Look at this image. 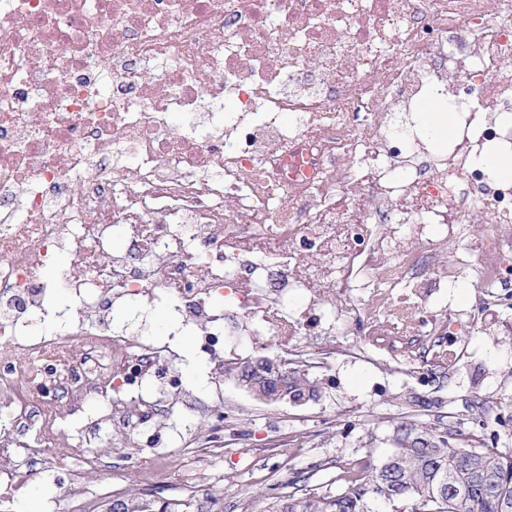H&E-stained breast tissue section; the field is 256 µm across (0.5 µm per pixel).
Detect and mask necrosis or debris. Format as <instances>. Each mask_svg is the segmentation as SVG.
<instances>
[{
  "instance_id": "1",
  "label": "necrosis or debris",
  "mask_w": 512,
  "mask_h": 512,
  "mask_svg": "<svg viewBox=\"0 0 512 512\" xmlns=\"http://www.w3.org/2000/svg\"><path fill=\"white\" fill-rule=\"evenodd\" d=\"M430 97L455 116L443 153L417 122ZM510 112L512 0H0V482L17 448L111 473L102 439L155 420L174 445L201 414L182 496L222 512L223 412L115 310L171 301L219 392L229 336L270 337L325 378L362 358L340 336L421 361L452 341L466 315L440 325L431 299L461 269L480 312L512 303V181L476 161L512 155ZM62 254L78 266L44 280ZM394 302L396 337L376 320ZM92 400L81 429L59 423ZM65 496L109 512L119 492L89 496L72 472Z\"/></svg>"
}]
</instances>
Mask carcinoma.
Wrapping results in <instances>:
<instances>
[{"instance_id": "1", "label": "carcinoma", "mask_w": 512, "mask_h": 512, "mask_svg": "<svg viewBox=\"0 0 512 512\" xmlns=\"http://www.w3.org/2000/svg\"><path fill=\"white\" fill-rule=\"evenodd\" d=\"M278 368L273 355L236 362L224 371L254 380L256 390L280 401L314 392L306 373L282 377L275 373ZM450 440L448 431L409 428L379 462L367 455L339 470L334 483L342 490L311 492L297 486L298 474L288 482L291 491L277 496L268 512H373L374 501L387 512H502L503 502L512 503V453Z\"/></svg>"}]
</instances>
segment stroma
Wrapping results in <instances>:
<instances>
[{
  "mask_svg": "<svg viewBox=\"0 0 512 512\" xmlns=\"http://www.w3.org/2000/svg\"><path fill=\"white\" fill-rule=\"evenodd\" d=\"M478 290L470 276L440 289L432 300L438 315L452 310L476 312ZM165 308L144 314L134 308L114 312L115 323L129 330H144L159 344L170 345L181 360L178 370L185 387H203L211 369L198 356L193 336L166 335ZM337 346H360L365 361L337 362L336 376L319 381L313 396L300 401L268 403L255 399L235 379H224L223 408L238 414L237 437L225 446L224 459L211 470L213 484L224 489V512H264L270 494L269 475L278 462L276 450L285 444L292 430H303L305 445L288 461L289 471L313 470L310 483L326 490L339 462L352 454L382 459L396 445L398 425L425 431L453 424L455 438L464 441L473 431L469 409L481 405L512 406V334L475 320L463 346L472 362L470 369L455 378L437 373L436 357L421 362H396L368 345L366 336H340ZM457 408L456 422L448 411ZM248 449L239 458L238 449ZM80 467L82 461L72 449H46L45 475L18 490L0 488V512H20L21 503L31 495L44 501L59 498L62 490L55 479L58 467Z\"/></svg>",
  "mask_w": 512,
  "mask_h": 512,
  "instance_id": "35a3bbf8",
  "label": "stroma"
}]
</instances>
